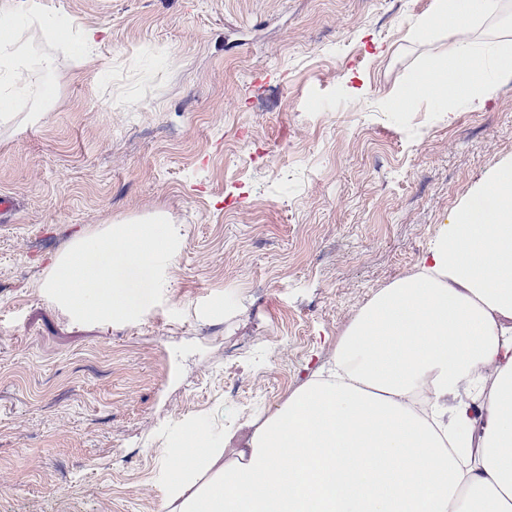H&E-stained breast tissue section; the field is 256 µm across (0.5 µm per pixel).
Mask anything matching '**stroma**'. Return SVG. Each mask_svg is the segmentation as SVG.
<instances>
[{"instance_id": "obj_1", "label": "stroma", "mask_w": 512, "mask_h": 512, "mask_svg": "<svg viewBox=\"0 0 512 512\" xmlns=\"http://www.w3.org/2000/svg\"><path fill=\"white\" fill-rule=\"evenodd\" d=\"M432 2L0 0L52 60L0 122V512H166L185 425L244 447L512 156V82L397 109L448 44L413 36ZM152 216L182 235L139 320L45 293L75 240Z\"/></svg>"}]
</instances>
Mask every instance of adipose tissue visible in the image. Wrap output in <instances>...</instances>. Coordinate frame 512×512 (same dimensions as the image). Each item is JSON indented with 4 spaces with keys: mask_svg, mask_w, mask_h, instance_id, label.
<instances>
[{
    "mask_svg": "<svg viewBox=\"0 0 512 512\" xmlns=\"http://www.w3.org/2000/svg\"><path fill=\"white\" fill-rule=\"evenodd\" d=\"M504 0H435L418 37L447 48L399 97L446 112L512 81V51L475 36ZM36 59L0 19V98ZM179 512H512V157L459 206L413 273L377 291L315 370L225 453L188 428L171 450ZM208 482L187 492L188 475Z\"/></svg>",
    "mask_w": 512,
    "mask_h": 512,
    "instance_id": "1",
    "label": "adipose tissue"
}]
</instances>
